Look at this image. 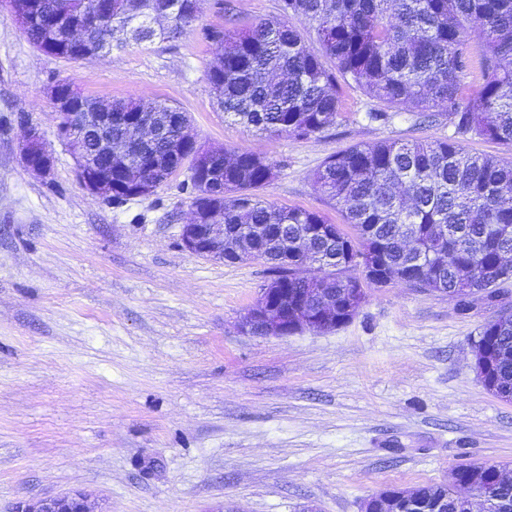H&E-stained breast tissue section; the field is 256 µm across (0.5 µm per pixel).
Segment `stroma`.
<instances>
[{
    "label": "stroma",
    "mask_w": 512,
    "mask_h": 512,
    "mask_svg": "<svg viewBox=\"0 0 512 512\" xmlns=\"http://www.w3.org/2000/svg\"><path fill=\"white\" fill-rule=\"evenodd\" d=\"M279 14V0H203L179 38L67 62L0 7V512L76 491L90 512H360L462 464L512 465V401L485 387L473 357L481 327L512 310V280L465 311L394 280L369 287L336 330L247 334L239 322L268 266L184 249L186 171L120 205L77 180L46 95L64 80L102 102L179 107L203 144L277 163L261 200L334 224L342 215L313 181L326 158L454 137L447 116L423 125L354 86L336 126L305 140L225 118L204 29ZM30 126L54 157L45 178L21 160Z\"/></svg>",
    "instance_id": "35a3bbf8"
}]
</instances>
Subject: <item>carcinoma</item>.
<instances>
[{
  "label": "carcinoma",
  "mask_w": 512,
  "mask_h": 512,
  "mask_svg": "<svg viewBox=\"0 0 512 512\" xmlns=\"http://www.w3.org/2000/svg\"><path fill=\"white\" fill-rule=\"evenodd\" d=\"M21 30L40 52L66 61L105 55L131 44L169 41L198 20L201 0H112V27L93 22L94 0H17ZM282 17L246 29L204 30L217 44L207 71L218 110L274 135L304 139L336 125L341 85H354L388 108L411 106L433 122L448 112L456 138L353 145L327 158L313 178L340 210L331 224L314 211L275 207L256 191L276 165L248 150L224 153V196L192 181L194 220L224 225V238L244 242L250 258L270 265L288 291L323 288L342 301L386 272L415 288H440L465 311L479 297L494 301L502 257L512 255V159L470 153L480 138L512 146V0H281ZM311 24L319 50L288 25ZM79 27L82 47L51 36L59 21ZM479 83L463 97L465 76ZM112 138L130 144L141 165L164 176L169 145L186 113L157 99L115 100ZM159 131L143 139L137 120ZM99 172L121 181V156L95 158ZM297 254L284 268L279 249ZM334 254L312 267L302 256ZM478 351L495 356L496 389L512 391V313L483 325Z\"/></svg>",
  "instance_id": "carcinoma-1"
}]
</instances>
